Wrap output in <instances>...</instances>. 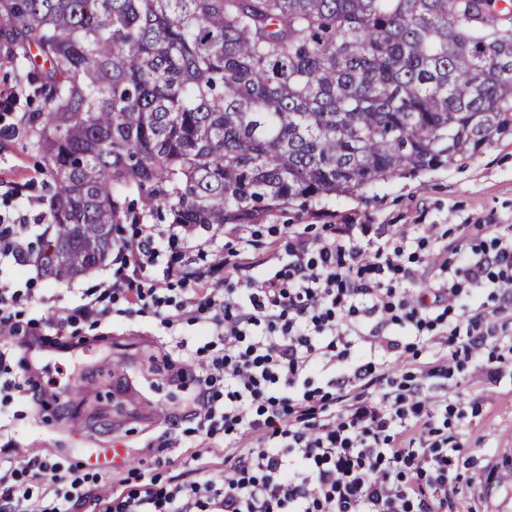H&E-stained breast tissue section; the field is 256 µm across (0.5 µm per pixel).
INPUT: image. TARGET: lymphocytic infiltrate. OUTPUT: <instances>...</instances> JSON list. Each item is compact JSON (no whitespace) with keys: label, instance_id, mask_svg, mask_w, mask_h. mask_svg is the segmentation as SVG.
I'll return each instance as SVG.
<instances>
[{"label":"lymphocytic infiltrate","instance_id":"1","mask_svg":"<svg viewBox=\"0 0 512 512\" xmlns=\"http://www.w3.org/2000/svg\"><path fill=\"white\" fill-rule=\"evenodd\" d=\"M186 230L143 225L137 239L117 248L122 280L101 282L83 305L43 323L99 319L121 299L169 329L201 325L202 347L189 352L180 340V355L164 359L183 385L197 389L195 424L186 430L196 446L194 480L167 482L136 468L92 499L76 467L34 456L18 468L14 457L0 456V512H441L460 453L435 424L447 400L429 401L424 383L395 380L370 360L349 364L323 388L310 387L308 376L344 361L340 344L361 321L461 339L459 351L435 360L433 377L476 359L489 329L480 319L462 324L448 315L469 284L512 298V234L497 236L493 253L445 257L428 303L405 287L413 278L411 248L432 233L424 224L380 233L367 248L352 242L346 224L321 238L294 232L276 269L216 285L186 263L178 271L186 289L176 300L152 272L165 241L185 240ZM219 438L224 474L217 479L207 454ZM30 473L55 485L56 505L35 497Z\"/></svg>","mask_w":512,"mask_h":512}]
</instances>
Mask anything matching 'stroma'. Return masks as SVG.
I'll return each instance as SVG.
<instances>
[{
    "label": "stroma",
    "instance_id": "1",
    "mask_svg": "<svg viewBox=\"0 0 512 512\" xmlns=\"http://www.w3.org/2000/svg\"><path fill=\"white\" fill-rule=\"evenodd\" d=\"M19 60L0 45V98L19 96L12 111H0V214L38 224L47 212L48 176L41 155L32 147L25 122L29 89L17 81ZM368 224V234H355L357 244L375 239L403 224L434 225L435 237L424 252L441 248L491 251L499 232L512 228V135H497L480 152L434 170L406 172L371 184L352 195L324 200L302 211L286 207L264 216L252 229L256 247L241 243L224 226L200 228L194 267L207 280L261 259L283 248L289 226L308 236L329 234L331 225ZM223 271H215L216 261ZM114 262L66 283L42 276L34 263L0 269V281L28 290L29 301L16 306L19 323L43 313L68 312L81 302L87 288L113 280ZM456 315H478L493 337L480 363L462 361L450 378L430 379L432 392L447 390L453 409L448 437L461 448L448 483L447 512H512V303L476 289L455 307ZM83 336L84 345L62 350L49 345L55 329L27 337L25 345L7 343L0 364V448H24L29 454L79 464L81 472L97 474L94 493H105L113 480L124 477L138 461L164 453L171 464L162 478L191 480L184 466L187 449L166 447V440L192 427L191 389L176 387L157 361L171 346L159 319L132 309L95 321L78 319L64 330ZM385 336L393 343L387 358L395 377L420 376L436 350L432 342H415L409 327L391 325ZM42 367L40 377L53 400L39 410L34 399L19 397L12 383L22 363ZM97 448H124L121 463L92 458Z\"/></svg>",
    "mask_w": 512,
    "mask_h": 512
}]
</instances>
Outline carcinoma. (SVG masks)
<instances>
[{"instance_id":"carcinoma-1","label":"carcinoma","mask_w":512,"mask_h":512,"mask_svg":"<svg viewBox=\"0 0 512 512\" xmlns=\"http://www.w3.org/2000/svg\"><path fill=\"white\" fill-rule=\"evenodd\" d=\"M468 4L475 28L459 0H0L43 102L33 262L62 283L116 224H250L479 152L512 131V0Z\"/></svg>"}]
</instances>
